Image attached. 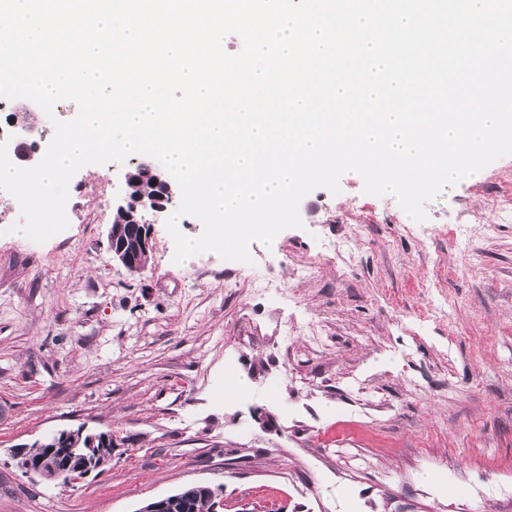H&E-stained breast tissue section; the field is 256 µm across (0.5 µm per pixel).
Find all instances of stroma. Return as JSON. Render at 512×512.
Listing matches in <instances>:
<instances>
[{
    "mask_svg": "<svg viewBox=\"0 0 512 512\" xmlns=\"http://www.w3.org/2000/svg\"><path fill=\"white\" fill-rule=\"evenodd\" d=\"M340 186L248 264L175 263L157 223L137 274L108 248L121 164L75 174L43 243L0 190V512H135L195 483L224 512H512V156L422 222ZM236 374L251 391L225 400ZM80 425L117 439L103 472L65 488L11 465Z\"/></svg>",
    "mask_w": 512,
    "mask_h": 512,
    "instance_id": "35a3bbf8",
    "label": "stroma"
}]
</instances>
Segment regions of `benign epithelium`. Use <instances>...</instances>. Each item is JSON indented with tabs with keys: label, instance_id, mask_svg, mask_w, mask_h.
Instances as JSON below:
<instances>
[{
	"label": "benign epithelium",
	"instance_id": "1",
	"mask_svg": "<svg viewBox=\"0 0 512 512\" xmlns=\"http://www.w3.org/2000/svg\"><path fill=\"white\" fill-rule=\"evenodd\" d=\"M37 110L38 106L27 100L22 109L8 112L4 116L3 124L9 139V157L21 167L35 165L44 155L36 141L39 125L29 119V115ZM143 178H150L156 185L163 187V194L146 197L133 193L135 183ZM179 193L177 183L158 162L151 160L148 166L140 168L138 161L134 159L125 161L121 194L112 207L128 215V223L133 225L134 236L129 247L109 244L112 258L130 272L137 270L139 254L152 249L155 222L164 217ZM72 432L71 428L62 429L47 437L49 448L41 460H33L24 447L13 449L11 459L14 467L27 476L38 477L50 483L64 486L79 483L93 472L92 454L99 453L96 444L115 447L117 443L110 433L102 437L91 433L87 448L81 450L70 446ZM191 503L190 490L185 486L170 495L147 502L136 512H188Z\"/></svg>",
	"mask_w": 512,
	"mask_h": 512
}]
</instances>
